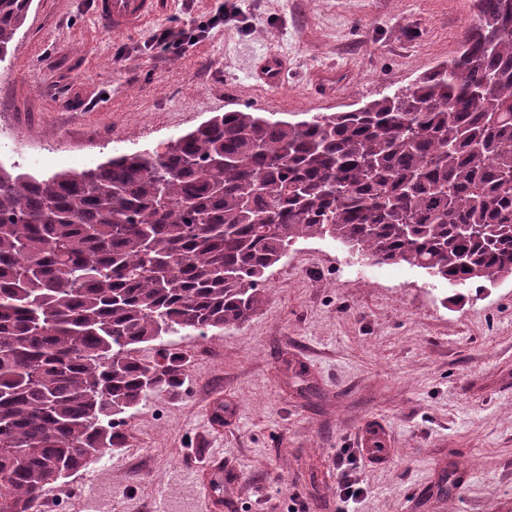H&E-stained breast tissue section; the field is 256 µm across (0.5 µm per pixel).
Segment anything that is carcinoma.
Here are the masks:
<instances>
[{
  "label": "carcinoma",
  "mask_w": 512,
  "mask_h": 512,
  "mask_svg": "<svg viewBox=\"0 0 512 512\" xmlns=\"http://www.w3.org/2000/svg\"><path fill=\"white\" fill-rule=\"evenodd\" d=\"M30 7L0 0V55ZM464 43L351 112L247 106L92 169L0 163V512L118 447L185 376L182 353L139 350L241 325L299 240L461 285L512 270V0H479Z\"/></svg>",
  "instance_id": "obj_1"
}]
</instances>
